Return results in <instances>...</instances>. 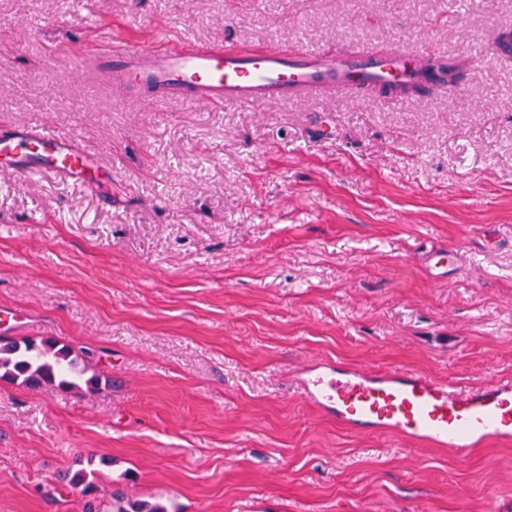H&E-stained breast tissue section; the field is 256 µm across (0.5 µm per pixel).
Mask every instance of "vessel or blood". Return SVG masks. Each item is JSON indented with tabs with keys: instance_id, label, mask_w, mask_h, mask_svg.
I'll return each instance as SVG.
<instances>
[{
	"instance_id": "b4317fda",
	"label": "vessel or blood",
	"mask_w": 512,
	"mask_h": 512,
	"mask_svg": "<svg viewBox=\"0 0 512 512\" xmlns=\"http://www.w3.org/2000/svg\"><path fill=\"white\" fill-rule=\"evenodd\" d=\"M412 51L392 55L358 50L336 57L268 48L183 45L172 36L145 47L113 28L102 49L80 53L78 67L122 90L155 91L163 99L192 98L204 105L246 100L306 99L328 90L423 81ZM0 169L51 173L99 187L94 153L66 137L31 127L0 129ZM296 385L343 429L398 435L466 459L492 441H512V381L455 389L414 372L372 373L321 362L302 369Z\"/></svg>"
}]
</instances>
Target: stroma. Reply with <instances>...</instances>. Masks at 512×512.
<instances>
[{"label": "stroma", "instance_id": "35a3bbf8", "mask_svg": "<svg viewBox=\"0 0 512 512\" xmlns=\"http://www.w3.org/2000/svg\"><path fill=\"white\" fill-rule=\"evenodd\" d=\"M462 62L378 89L155 109L72 59L94 30ZM512 0H0V128L95 152L94 193L0 172L6 337L88 352L95 395L0 381V512H512V443L341 429L305 365L512 380ZM111 195L104 205L103 195ZM457 253L432 278L427 257ZM82 472L94 490L59 480Z\"/></svg>", "mask_w": 512, "mask_h": 512}]
</instances>
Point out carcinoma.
Listing matches in <instances>:
<instances>
[{"instance_id":"1","label":"carcinoma","mask_w":512,"mask_h":512,"mask_svg":"<svg viewBox=\"0 0 512 512\" xmlns=\"http://www.w3.org/2000/svg\"><path fill=\"white\" fill-rule=\"evenodd\" d=\"M87 353L46 339L0 338V381L16 382L33 388L50 387L62 391L78 390L95 395L109 384V379L93 373L81 364Z\"/></svg>"}]
</instances>
